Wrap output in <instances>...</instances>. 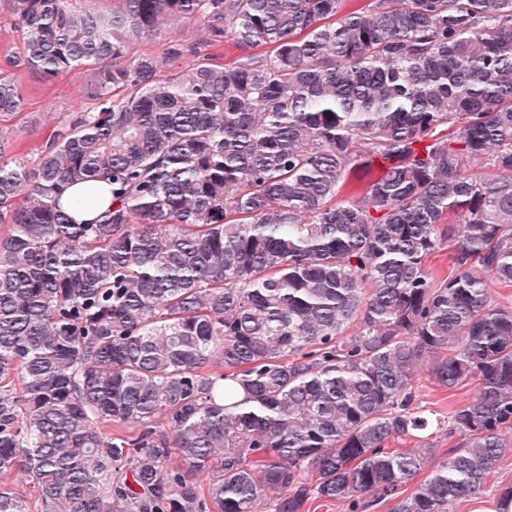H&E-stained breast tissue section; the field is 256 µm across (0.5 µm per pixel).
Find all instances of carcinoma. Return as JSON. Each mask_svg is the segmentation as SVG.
Instances as JSON below:
<instances>
[{
    "label": "carcinoma",
    "mask_w": 512,
    "mask_h": 512,
    "mask_svg": "<svg viewBox=\"0 0 512 512\" xmlns=\"http://www.w3.org/2000/svg\"><path fill=\"white\" fill-rule=\"evenodd\" d=\"M73 2L11 0L12 65L96 75L33 165L0 74V512H32L17 471L40 512L482 493L512 447V0ZM179 23L204 37L161 78L132 50ZM102 178L112 209L74 220L62 186ZM423 366L478 388L406 494Z\"/></svg>",
    "instance_id": "1"
}]
</instances>
